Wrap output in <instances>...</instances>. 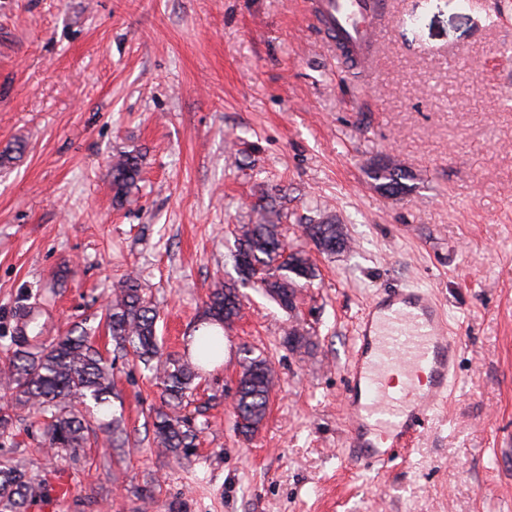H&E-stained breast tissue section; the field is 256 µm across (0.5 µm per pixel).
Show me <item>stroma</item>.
Masks as SVG:
<instances>
[{
	"instance_id": "1",
	"label": "stroma",
	"mask_w": 512,
	"mask_h": 512,
	"mask_svg": "<svg viewBox=\"0 0 512 512\" xmlns=\"http://www.w3.org/2000/svg\"><path fill=\"white\" fill-rule=\"evenodd\" d=\"M306 0H0V358L23 310L41 341L86 327L112 363L104 416L127 439L69 456L37 415L0 442L44 482L28 512H512V0H389L374 85L341 71ZM142 157L113 201L111 162ZM392 161L412 192L367 170ZM279 210L316 276L281 309L240 283L239 225ZM336 218L348 250L301 231ZM135 275L163 352L187 344L215 282H239L224 359L181 413L187 455L152 444L160 392L114 352L104 307ZM434 289L461 349L454 390L381 471L343 458L356 320L382 288ZM308 347L288 346L293 328ZM275 377L250 437L235 429L245 350Z\"/></svg>"
}]
</instances>
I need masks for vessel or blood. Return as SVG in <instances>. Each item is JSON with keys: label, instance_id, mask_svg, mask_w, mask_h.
I'll list each match as a JSON object with an SVG mask.
<instances>
[{"label": "vessel or blood", "instance_id": "1", "mask_svg": "<svg viewBox=\"0 0 512 512\" xmlns=\"http://www.w3.org/2000/svg\"><path fill=\"white\" fill-rule=\"evenodd\" d=\"M313 23L337 59L369 76L381 50L387 0H310ZM344 398L343 445L357 468L381 469L430 421L455 380L460 345L432 292L384 290L361 312Z\"/></svg>", "mask_w": 512, "mask_h": 512}]
</instances>
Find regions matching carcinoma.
<instances>
[{
    "mask_svg": "<svg viewBox=\"0 0 512 512\" xmlns=\"http://www.w3.org/2000/svg\"><path fill=\"white\" fill-rule=\"evenodd\" d=\"M141 156L126 152L112 162V191L117 203L123 202L140 179ZM370 177L379 188L390 194H404L411 186L404 183L406 173L397 165L384 163L371 169ZM305 233L326 254L333 253L336 224L320 218L305 225ZM234 260L241 275L246 270L257 273V281L269 297L274 294L296 296L302 282L315 277L309 257L292 249L282 239L279 225L269 219L263 224H245L236 240ZM106 324L115 351L132 354L153 372L161 388L162 405L155 409L153 443L159 451L178 456L191 445L192 434L187 420L179 412L192 394L199 364L215 358L221 351L222 338L212 331L230 327L239 317L241 298L233 284L220 283L211 289L205 310L197 324L208 346L198 362L172 356L162 357L156 322L158 313L143 295L138 278L123 279L114 297L107 303ZM38 335L20 330L13 337L14 350L0 362V378L8 395L0 397V438L13 435L24 419L16 413L27 406L43 417L42 433L48 447L63 449L73 455L90 443L103 440L119 431L118 421H108L93 428L89 416L76 410L91 401L99 408L112 396V364L92 345L86 329L76 325L57 341L33 344ZM274 387L273 370L267 359L256 356L244 359L235 398V417L245 421L244 435L257 431L265 418ZM42 484L28 481L16 467L0 461V512H21L42 495Z\"/></svg>",
    "mask_w": 512,
    "mask_h": 512,
    "instance_id": "carcinoma-1",
    "label": "carcinoma"
}]
</instances>
